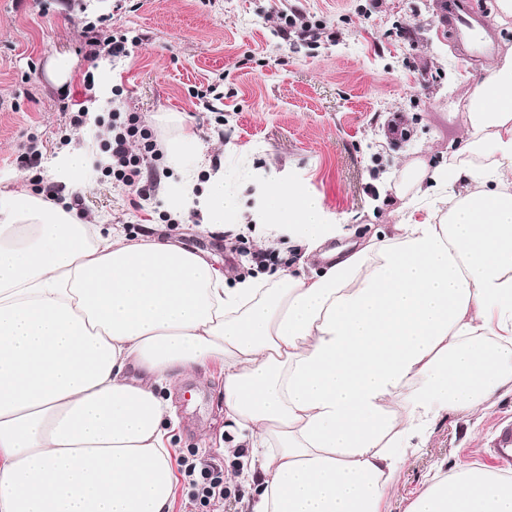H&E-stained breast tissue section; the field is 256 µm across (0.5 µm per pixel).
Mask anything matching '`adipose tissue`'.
Instances as JSON below:
<instances>
[{
    "mask_svg": "<svg viewBox=\"0 0 512 512\" xmlns=\"http://www.w3.org/2000/svg\"><path fill=\"white\" fill-rule=\"evenodd\" d=\"M464 138L396 173L413 208L356 241L301 183L256 176L249 219L223 170L199 181L189 122L162 143L171 220L323 267L236 280L204 256L93 224L68 193L85 150L51 164L64 199L0 174V512H171V380L224 368L226 483L252 512H383L435 422L512 393V48L475 84ZM407 512H512V479L469 469Z\"/></svg>",
    "mask_w": 512,
    "mask_h": 512,
    "instance_id": "1",
    "label": "adipose tissue"
}]
</instances>
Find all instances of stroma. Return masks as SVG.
Listing matches in <instances>:
<instances>
[{
	"label": "stroma",
	"mask_w": 512,
	"mask_h": 512,
	"mask_svg": "<svg viewBox=\"0 0 512 512\" xmlns=\"http://www.w3.org/2000/svg\"><path fill=\"white\" fill-rule=\"evenodd\" d=\"M435 0H0V170L32 185L20 156L37 145L51 158L64 142L102 146L107 124L73 125L94 87L110 84L123 109L137 113L156 141L172 136L177 117L194 124L206 163L252 205L253 172L294 176L317 194L331 218L358 237L398 221L403 205L386 175L409 159L438 158L463 136L448 104L467 97L490 65L512 47V19L494 24L490 49L463 59L441 32ZM302 14L312 29L291 27ZM126 35L129 54L101 70L88 52L94 39ZM72 63L57 80L51 63ZM399 119L410 141L391 134ZM79 210L155 233L208 257L233 278L247 276L254 243L229 242L194 221H167L161 195L143 200L102 175L79 193ZM224 372L212 365L178 379L174 455L202 467L230 468L220 452ZM512 425V394L478 415H450L431 429L386 500L407 512L438 475L496 470L501 428Z\"/></svg>",
	"instance_id": "obj_1"
}]
</instances>
